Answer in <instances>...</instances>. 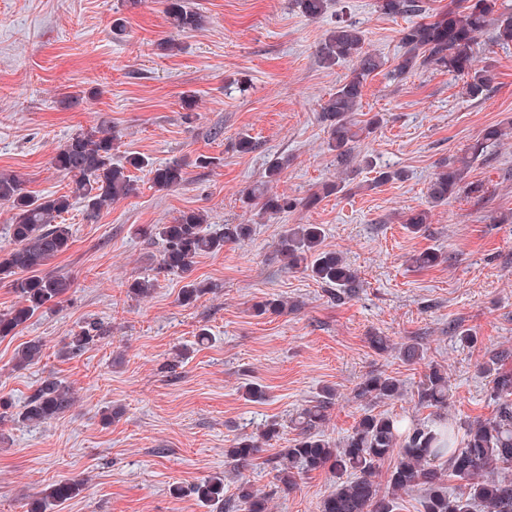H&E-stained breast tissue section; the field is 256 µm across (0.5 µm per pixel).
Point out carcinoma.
I'll use <instances>...</instances> for the list:
<instances>
[{
  "instance_id": "1",
  "label": "carcinoma",
  "mask_w": 512,
  "mask_h": 512,
  "mask_svg": "<svg viewBox=\"0 0 512 512\" xmlns=\"http://www.w3.org/2000/svg\"><path fill=\"white\" fill-rule=\"evenodd\" d=\"M165 13L180 31L198 29L202 15L189 7L186 0H165ZM299 12L318 19L328 8V0H295ZM378 11L388 17H410L411 23L400 32L402 53L392 69L388 60L365 47V35L356 25L336 21L319 48L326 65L351 64L350 74L321 107L327 132V149L336 153V165L343 171L353 165L370 164L356 152L357 145L374 133L382 118L375 114L365 121L358 119L367 80L386 70L395 79H403L424 67H434L465 78L463 94L471 100L487 96L492 73L476 64L475 46L486 32L500 45L512 44V6L502 0H450L448 8L433 13L425 0H376ZM512 134V122L486 127L467 148L466 155L450 157L439 166L429 182L427 195L433 207L445 205L457 195L470 164L484 159L490 149L504 144ZM118 139L116 131L101 126L80 129L69 136L51 157L52 166L70 179V193L32 196L24 188L19 174L0 173V202L10 205L13 223L9 233L14 248L0 257V280L11 279L20 301L10 312L0 314V336H8L25 324L39 309L50 302L63 300L72 281L63 274L44 271L51 260L69 250L71 233L58 222L71 208V199L86 202L90 214L135 193L130 169L148 170L152 186L167 191L185 181L182 164L170 162L153 165L148 158L131 155L126 164L112 163V151ZM285 163L276 159L266 170L265 180L254 186L247 200L261 205L263 213L280 218L298 208L312 209L323 199L344 189L341 182L329 181L303 199L268 190V184L280 180ZM207 218L199 211L182 212L171 224H153L143 231L147 239L162 241L160 270L186 280L182 300L191 302L206 291L207 285L192 278L196 258L204 253L216 254L228 243L241 244L251 238L249 224H226L221 233H209ZM324 229L319 224H296L284 231L277 245L283 268L301 269L337 295L350 296L359 287L357 273L334 251L322 248ZM448 257L427 249L414 258L420 268L440 265ZM287 306L281 299H267L254 305L255 313L278 314ZM102 326L92 323L70 337L65 355H76L100 338ZM43 345L31 339L16 352V367L37 362ZM512 354L495 353L486 372L492 374L490 399L496 404L493 418L453 421L445 418L431 424L384 413H366L352 432L333 443L324 438L320 427L327 419L331 390L305 405L292 423L298 438L281 453L275 466L277 478L286 490L296 485L302 472L326 469L336 476L332 490L323 498L320 512H395L399 493L414 488L424 491L423 512H512V372L499 363ZM399 357L408 364L424 360L418 342L407 343ZM403 394L400 381L386 374L367 377L357 387L355 398L374 402L398 399ZM418 404L423 408H448L450 387L448 373L431 366L417 388ZM71 388L56 378H46L24 405L19 419L43 424L56 419L74 405ZM277 434L268 425L260 439L250 437L225 450V456L239 469L259 452V441ZM391 461L385 483L376 480L380 467ZM454 486H449L450 482ZM79 480L53 484L44 496L31 503L29 512H45L52 501L66 500L77 494ZM194 494L203 502L224 512V507L241 512H268V499L243 482L237 499L224 502V476H211L197 484Z\"/></svg>"
}]
</instances>
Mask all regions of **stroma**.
<instances>
[{
    "mask_svg": "<svg viewBox=\"0 0 512 512\" xmlns=\"http://www.w3.org/2000/svg\"><path fill=\"white\" fill-rule=\"evenodd\" d=\"M187 2L203 23L183 32L163 0H0V172L22 175L37 195L68 193V177L50 158L92 126L118 132L116 163L141 154L185 168L184 183L172 190H156L138 171L136 194L92 217L77 199L63 214L72 245L49 267L72 278L71 292L0 337V396L13 403L11 417L0 420V512H27L49 485L71 479L81 480L79 493L47 512H210L192 489L218 473L225 499H235L245 479L267 496L269 512H319L331 474L301 473L285 491L274 463L297 436L291 418L323 389L334 391L322 427L333 442L369 410L436 418L416 394L435 364L448 372L449 418L494 414L491 378L480 367L495 351H512V140L466 171V182L483 185L482 196L463 191L432 208L427 188L441 162L463 155L487 126L512 119V45L479 38L476 56L493 81L478 102L443 70L369 78L363 111L384 122L360 150L375 168L350 169L343 192L271 219L245 202L270 161L287 159L277 189L297 198L338 174L319 113L350 67L321 63L327 30L340 18L355 23L368 48L392 62L408 20L380 14L376 0H329L316 20L294 0ZM171 38L179 51L162 50ZM190 91L198 104L189 114L182 99ZM75 93L79 102L67 105ZM243 131L257 142L248 154L235 147ZM203 156L212 165H200ZM386 170L401 171V179L377 183ZM424 209L426 233H410L405 216ZM187 210L203 211L213 233L227 224L254 227L245 244L197 258L193 276L209 289L188 304L183 280L159 269L161 243L137 232ZM292 224L323 226V249L341 253L358 273L353 296L336 299L306 273L282 269L275 245ZM430 247L447 262L417 268L413 255ZM137 278L153 281L148 297L130 293ZM265 297L292 307L254 315ZM93 321L104 337L62 356L70 336ZM203 329L210 340L201 345ZM464 330L476 343L460 344ZM374 336L393 350L376 351ZM31 339L43 342L42 359L16 368L18 346ZM411 340L425 352L414 365L396 351ZM378 373L402 382L400 399L356 401L359 384ZM51 376L73 389L74 405L48 423H22L28 398ZM248 382L262 385L264 397H246ZM107 406L118 412L109 421L101 415ZM270 423L278 437L230 471L225 449Z\"/></svg>",
    "mask_w": 512,
    "mask_h": 512,
    "instance_id": "1",
    "label": "stroma"
}]
</instances>
